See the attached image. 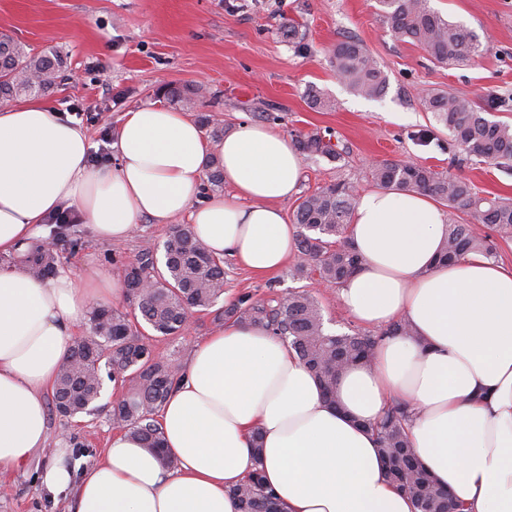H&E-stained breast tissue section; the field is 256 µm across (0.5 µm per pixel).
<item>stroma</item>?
<instances>
[{
  "instance_id": "35a3bbf8",
  "label": "stroma",
  "mask_w": 512,
  "mask_h": 512,
  "mask_svg": "<svg viewBox=\"0 0 512 512\" xmlns=\"http://www.w3.org/2000/svg\"><path fill=\"white\" fill-rule=\"evenodd\" d=\"M445 18L474 31L483 45L475 62L450 68L433 62L420 46L400 40L378 13L376 0H0V37L35 51L55 47L67 57L62 79L41 99L63 113L78 109L92 150L113 160L111 144L130 109L155 104L163 83H201L212 93L203 106L232 129L239 121L273 125L295 140L300 135L331 136L340 156L303 157L300 195L282 202L293 216L300 196L349 182L371 189L372 163L390 159L414 162L468 180L480 194L512 201V174L499 167L455 160L442 149L448 139L422 101L428 94L452 91L479 106L488 120L512 125V109L495 108L496 96L512 98V0H430ZM297 26L288 39L285 25ZM360 42L387 79L385 94L367 98L339 81L331 52L339 42ZM334 101L333 109L312 107L309 90ZM430 129L436 142L422 143ZM70 241L59 248V267L79 273L98 267L121 279L125 263L144 251H163L161 230L142 220L121 245L95 241L85 225L73 224ZM221 303L240 296L268 299L311 289L333 333L360 325L342 309L337 286L309 284L286 265L258 277L225 259ZM214 310L194 312L191 326L177 339L154 338L164 359L185 363L197 342L217 330ZM110 392L91 414L72 418L48 414V440L27 466L0 473V512H67L64 499H52L35 477L48 467L56 449L67 451L74 471L93 464L115 434L110 414L124 391L105 380Z\"/></svg>"
}]
</instances>
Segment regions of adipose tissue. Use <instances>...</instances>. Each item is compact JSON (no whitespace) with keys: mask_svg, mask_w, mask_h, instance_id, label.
Listing matches in <instances>:
<instances>
[{"mask_svg":"<svg viewBox=\"0 0 512 512\" xmlns=\"http://www.w3.org/2000/svg\"><path fill=\"white\" fill-rule=\"evenodd\" d=\"M89 149L80 121L43 102L0 106V256L46 238L68 208L103 243L126 241L145 218L166 228L185 216L214 256L256 275L296 257L279 203L299 191L301 157L273 128L242 122L212 142L187 113L150 105L125 113L115 163L92 167ZM213 157L231 194L205 191ZM447 232L426 194H359L346 236L364 262L340 285L342 308L412 333L382 337L370 367L342 372L337 405L279 339L228 321L195 347L159 412L172 469L120 433L81 475L46 469L41 488L68 512H238L228 490L258 466L284 512H415L367 429L401 402L417 413L410 441L442 487L469 512H512V267L478 254L438 263ZM123 295L95 267L42 280L26 264L0 266V471L45 447L47 393L75 329L93 304Z\"/></svg>","mask_w":512,"mask_h":512,"instance_id":"ef3b65f1","label":"adipose tissue"}]
</instances>
